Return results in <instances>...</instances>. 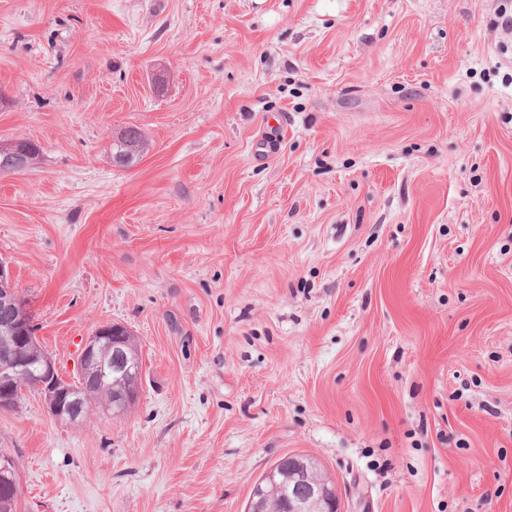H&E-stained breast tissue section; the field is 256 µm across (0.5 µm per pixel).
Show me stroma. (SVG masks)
I'll return each mask as SVG.
<instances>
[{"label": "stroma", "instance_id": "stroma-1", "mask_svg": "<svg viewBox=\"0 0 512 512\" xmlns=\"http://www.w3.org/2000/svg\"><path fill=\"white\" fill-rule=\"evenodd\" d=\"M512 0H0V258L70 381L0 409L16 512H245L313 457L343 512H512ZM150 142L128 167L112 142Z\"/></svg>", "mask_w": 512, "mask_h": 512}]
</instances>
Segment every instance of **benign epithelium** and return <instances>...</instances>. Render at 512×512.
I'll return each instance as SVG.
<instances>
[{
  "mask_svg": "<svg viewBox=\"0 0 512 512\" xmlns=\"http://www.w3.org/2000/svg\"><path fill=\"white\" fill-rule=\"evenodd\" d=\"M28 167L27 150L13 147L6 156V169L20 173ZM0 303L12 308L11 318L0 326V339L5 343L0 354V405L13 408L29 387L44 401L46 410L56 420L76 422L85 415L81 387L112 372L129 373L122 336L124 327L112 322L98 327L81 346L79 380H65L55 360L40 345L33 331L32 313L19 297L12 267L0 260ZM138 396V389H127L116 395L105 412L114 417L127 414ZM268 490L253 503L252 512H273L275 502L288 497V512H340L338 490L324 474L297 461L288 474L281 475L277 465L266 474ZM20 480L16 460L0 454V496L17 500Z\"/></svg>",
  "mask_w": 512,
  "mask_h": 512,
  "instance_id": "obj_1",
  "label": "benign epithelium"
}]
</instances>
